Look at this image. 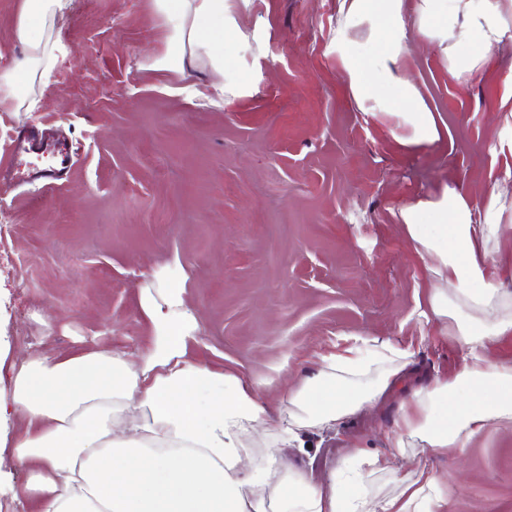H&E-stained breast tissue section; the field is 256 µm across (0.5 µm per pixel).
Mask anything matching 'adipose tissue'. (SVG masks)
Returning a JSON list of instances; mask_svg holds the SVG:
<instances>
[{
	"instance_id": "1",
	"label": "adipose tissue",
	"mask_w": 512,
	"mask_h": 512,
	"mask_svg": "<svg viewBox=\"0 0 512 512\" xmlns=\"http://www.w3.org/2000/svg\"><path fill=\"white\" fill-rule=\"evenodd\" d=\"M249 0H152L164 48L148 71L185 79L193 68L213 80L190 87L221 106L256 86L239 61L251 45L236 13ZM73 0H20L14 38L21 57L0 67V112H29L35 81H50L67 54L55 35ZM404 0H339L336 50L345 84L359 108L408 150L442 139V130L411 77ZM416 32L438 43L448 77L479 78L496 49L512 40V0H415ZM399 219L426 271L427 305L452 316L470 360L452 379H434L401 409L393 447L417 439L436 451L464 447L490 422L512 429V364L490 362L487 340L512 333V290L487 271V257L512 226V194H468L458 183L404 204ZM139 305L153 336L137 357L112 348L50 357L29 352L0 389V427L9 415L24 425L0 440L28 472L13 497L28 512H444L440 480L427 469L400 475L395 455L354 451L326 488L304 477L286 480L280 464L245 468L265 432L285 445L302 432L340 421L380 395L405 351L350 343L323 355L312 378L289 388L292 410L270 424L267 411L234 375L188 356L199 320L170 266L152 272ZM379 366L368 388L348 374ZM398 477L400 490L371 498L361 465Z\"/></svg>"
}]
</instances>
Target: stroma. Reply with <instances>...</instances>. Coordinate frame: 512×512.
<instances>
[{"mask_svg":"<svg viewBox=\"0 0 512 512\" xmlns=\"http://www.w3.org/2000/svg\"><path fill=\"white\" fill-rule=\"evenodd\" d=\"M339 0H250L253 93L218 110L145 71L163 48L151 0H74L56 34L71 49L32 112H0V161L26 125L55 133L72 167L51 184L0 180V387L18 350L138 354L152 327L139 294L171 264L199 313L189 353L234 374L271 416L281 383L316 375L321 355L379 339L409 351L386 390L337 426L283 449L315 487L356 448L387 454L401 404L454 378L467 349L453 318L425 306L426 272L400 206L459 182L484 195L507 156L501 130L512 43L480 79L452 82L437 44L409 41L417 88L443 130L409 151L361 112L336 57ZM407 471L431 470L445 512H512V433L489 424L438 454L407 442Z\"/></svg>","mask_w":512,"mask_h":512,"instance_id":"1","label":"stroma"}]
</instances>
